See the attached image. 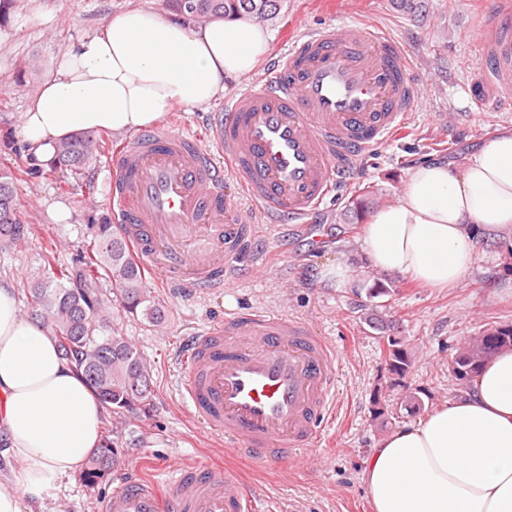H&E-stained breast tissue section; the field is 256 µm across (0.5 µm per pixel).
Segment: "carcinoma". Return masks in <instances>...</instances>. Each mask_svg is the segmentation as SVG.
Segmentation results:
<instances>
[{"label":"carcinoma","mask_w":512,"mask_h":512,"mask_svg":"<svg viewBox=\"0 0 512 512\" xmlns=\"http://www.w3.org/2000/svg\"><path fill=\"white\" fill-rule=\"evenodd\" d=\"M167 4L171 11L198 21L243 14L268 20L278 9V0H167ZM105 148L106 144L92 141L89 132L61 142L55 169L66 177L64 187L69 189L73 181L82 179ZM16 180L15 173L0 170V240L15 248L39 235V227L24 222L17 211ZM55 253L56 246L44 245V266L31 276L27 305L29 317L49 328L64 357L81 371L112 411V440L91 459L87 471L88 481L93 483L124 447L130 414L147 411L153 393V366L137 344L116 328L118 315L112 311V302L154 325L165 320V309L151 295L144 268L133 259L127 242L112 225H96L90 242L71 265L56 264ZM104 276L112 284L113 301L104 299L100 288ZM364 320L379 332L391 385L404 390L398 407L382 400V390H377L373 399L375 418L397 419L403 410L418 413L423 401L406 382L416 363V349L397 335L383 306L372 307ZM503 349H512V324L492 326L457 346L448 356V371L456 380L470 382L484 362Z\"/></svg>","instance_id":"obj_1"}]
</instances>
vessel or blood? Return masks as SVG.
I'll return each instance as SVG.
<instances>
[{
    "mask_svg": "<svg viewBox=\"0 0 512 512\" xmlns=\"http://www.w3.org/2000/svg\"><path fill=\"white\" fill-rule=\"evenodd\" d=\"M468 81L472 115L512 112V0H491ZM420 94L401 46L378 27L326 24L297 36L265 77L216 112L208 138L160 124L111 157L108 202L135 259L165 287L217 291L240 258L262 266L252 214L306 224L359 176L367 154L406 124ZM179 393L227 453L264 466L316 446L336 417L341 354L304 320L241 307L185 340ZM101 512H255L251 490L220 464L182 463L133 477Z\"/></svg>",
    "mask_w": 512,
    "mask_h": 512,
    "instance_id": "obj_1",
    "label": "vessel or blood"
}]
</instances>
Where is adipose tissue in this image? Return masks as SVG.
<instances>
[{
    "instance_id": "ef3b65f1",
    "label": "adipose tissue",
    "mask_w": 512,
    "mask_h": 512,
    "mask_svg": "<svg viewBox=\"0 0 512 512\" xmlns=\"http://www.w3.org/2000/svg\"><path fill=\"white\" fill-rule=\"evenodd\" d=\"M267 30L247 18L204 24L131 8L69 47L23 112L17 136L39 163L85 131L128 132L200 106L226 80L255 71ZM512 230V133L451 163L411 171L399 200L371 214L364 248L374 267L430 288L458 285L477 234ZM103 405L47 328L21 317L0 280V512H33L102 444ZM371 512H512V350L489 359L461 398L386 434L361 473Z\"/></svg>"
}]
</instances>
